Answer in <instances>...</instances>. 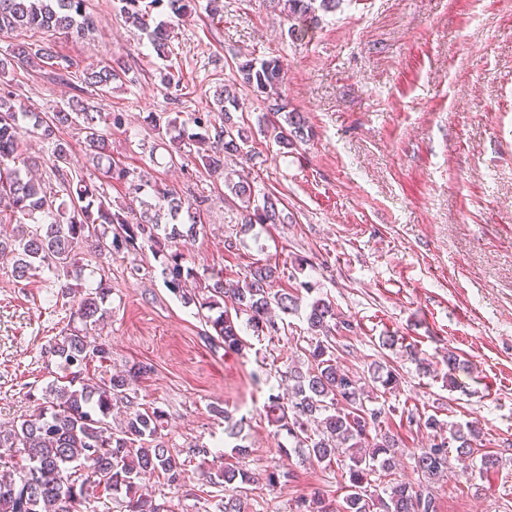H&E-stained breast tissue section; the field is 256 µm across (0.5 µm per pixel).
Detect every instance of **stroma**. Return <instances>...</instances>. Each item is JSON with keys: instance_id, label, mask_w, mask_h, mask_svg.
Returning <instances> with one entry per match:
<instances>
[{"instance_id": "1", "label": "stroma", "mask_w": 512, "mask_h": 512, "mask_svg": "<svg viewBox=\"0 0 512 512\" xmlns=\"http://www.w3.org/2000/svg\"><path fill=\"white\" fill-rule=\"evenodd\" d=\"M189 0L186 15L151 7L172 31L170 53L158 59L146 37L127 23L113 0H87L100 25L91 38L49 40L29 32L28 42H52L79 68L120 58L136 80L109 93L87 90L102 112H119L122 126L98 129L112 157L150 181L185 197H207L203 226L183 249L198 278L215 270L243 278L256 260L283 264L275 289L311 282L314 297L333 305L352 330L335 334L336 356L363 376L373 362L394 369L397 387L387 397L394 411L388 429L399 441L397 476L413 479L412 457L427 432L407 421L415 410L445 422H478L482 434L470 456H451L448 476L432 481L437 512H512V0H341L317 28L289 35V22L266 0ZM277 58L288 66L282 87L289 111L302 115L309 141L280 154L272 137L256 135L251 159L229 157L226 172H245L256 193L281 201L282 224L245 225L224 199L223 174L206 173L187 157L171 167L169 134L146 122L165 112L178 124L206 111L216 89L232 80L244 58ZM168 65L182 78V93L168 95L155 77ZM10 91L26 111L66 108L74 91L47 72L26 68L10 75ZM76 172L99 182L107 198L124 189L102 178L83 151L81 120L63 131ZM234 250H226L225 240ZM82 286L107 280L111 292L100 337L108 362L91 363L95 375L133 364H152L132 398L164 410L162 437L181 450L189 481L165 490L172 512H220L217 488L201 474L191 446L230 454L235 442L214 408L242 420L245 460L256 477L248 512H294L298 497L321 491L342 499L339 466L286 456L285 434L266 416L270 393H285L287 361L303 366L311 335L305 311L285 316L271 336H248L241 352L210 349L195 306L165 285L162 256L154 248L101 255L76 248ZM12 256L0 258V425L10 426L63 370L43 349L61 335L69 310L51 272L15 280ZM394 335L393 348L380 344ZM415 345L410 357L407 345ZM464 362L456 389L443 363ZM497 468H480L483 453ZM294 476L269 490L268 470Z\"/></svg>"}]
</instances>
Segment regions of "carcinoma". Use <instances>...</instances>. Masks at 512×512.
<instances>
[{
    "label": "carcinoma",
    "instance_id": "carcinoma-1",
    "mask_svg": "<svg viewBox=\"0 0 512 512\" xmlns=\"http://www.w3.org/2000/svg\"><path fill=\"white\" fill-rule=\"evenodd\" d=\"M127 22L145 31L158 58L168 56L171 31L163 23H150L142 0H117ZM269 6L291 20L302 23V31L318 24L319 13L336 8V0H269ZM98 20L87 12L86 0H0V33L42 31L50 36L83 39L97 27ZM37 67L51 72L63 83L69 82L76 63L58 54L48 45L32 46L17 40L9 58L0 60V77L8 68ZM129 67L117 58L112 63L88 68L82 81L100 91L112 84L128 81ZM286 71L278 58H249L238 63L233 85L243 83L260 97L266 110L264 132L274 133L278 146L292 149L306 140L309 130L296 114L278 116L286 111L282 95ZM236 93L221 90L206 112L190 117L199 132L178 135L171 161L184 158L185 147L197 145V156L205 170L224 169V156L241 155L251 147L254 132L233 120L231 110L239 109ZM33 120V132L40 133L47 146L51 173L64 198L35 178L31 170L41 165L38 158L19 153L24 133L19 117ZM82 119L84 147L89 157L99 161L109 153L107 141L97 125L103 116L76 94L68 109L52 116L24 112L6 96L0 95V213L10 212L16 223L11 235L0 234V252L15 257L14 276L31 279L44 270L69 273L74 266L73 244L93 236L102 252L136 251L149 243L164 257L168 271L166 286L186 305H195L208 314L203 336L214 349L239 352L245 348L243 329L253 335L278 333L271 317V305L288 314L298 309L302 296L290 292L271 295L270 283L278 278L277 265L258 260L249 266L243 279L224 280L223 273L211 274L204 286L190 292L185 281L192 276L184 269L181 243L196 239L202 225L205 199L185 198L176 190L153 185L141 173L121 163H109L107 178L126 187L127 203L107 199L94 181L72 171V148L59 135V128ZM225 197L240 201L241 223L281 224L285 221L281 201L273 194L256 196L248 177L225 176ZM152 190L157 205L134 207L140 195ZM32 221L27 225L26 221ZM110 292L107 281L99 280L88 291L66 282L61 296L72 299L69 319L82 325L55 339L45 347L46 357L60 362L67 383H51L42 403L20 423L0 431V468L11 474L0 480V512H71L76 503L90 499L114 500L124 512H168L166 503H158L153 491L143 487L141 479L149 474L162 475L168 487H183L188 478L179 453L161 440L165 413L159 408L135 405L131 392L136 383L151 373L147 363L132 365L123 373L108 377H89L91 363L105 362L109 346L87 340L86 330L104 320L102 308ZM231 303L232 309L224 308ZM308 330L315 336L310 346V367L301 371L287 367L292 381L291 394L284 402L278 395L268 396L266 414L279 431L288 434L292 448L311 463H336L346 470L348 483L342 503L333 505L324 494L315 492L295 503L294 512H436L428 483L448 468L449 454H470L481 428L473 423L445 424L435 415H421L418 425L431 431L426 447L413 455L412 483L394 480L378 491L372 488V476L395 474L398 443L383 424L390 410L378 402L396 385L394 372L381 363L369 368V377H357L342 369L336 360L331 337L337 328H352L336 317L334 307L323 299L309 305ZM125 407V415L116 428L108 422L112 407ZM249 447H234V462L208 473L207 482L225 492L222 512H244L248 497L246 485L253 476L238 460L246 458Z\"/></svg>",
    "mask_w": 512,
    "mask_h": 512
}]
</instances>
